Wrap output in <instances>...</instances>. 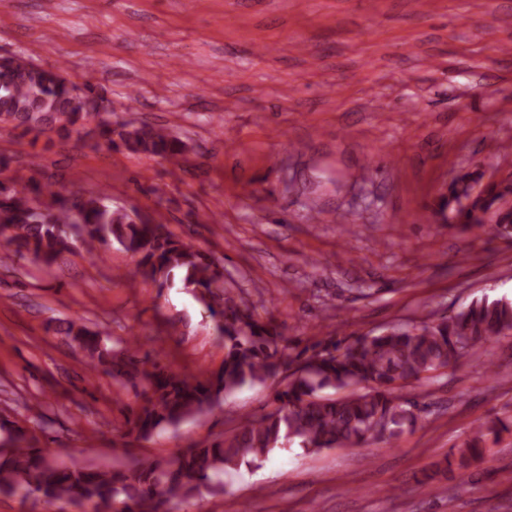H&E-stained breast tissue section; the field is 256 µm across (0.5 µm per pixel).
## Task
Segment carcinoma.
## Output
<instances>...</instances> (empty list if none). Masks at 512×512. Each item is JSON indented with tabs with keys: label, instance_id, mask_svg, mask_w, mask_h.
Masks as SVG:
<instances>
[{
	"label": "carcinoma",
	"instance_id": "1",
	"mask_svg": "<svg viewBox=\"0 0 512 512\" xmlns=\"http://www.w3.org/2000/svg\"><path fill=\"white\" fill-rule=\"evenodd\" d=\"M94 87L46 68L33 55L0 58V125L38 137L56 133L82 137L96 121L98 144L132 153L177 159L185 143L167 128L112 122V110L91 111ZM480 173H464L448 183L439 210L462 230L479 229L512 238V181L492 182L473 194ZM0 237L14 252L45 267L79 250L102 258L101 249L120 245L135 258L136 271L158 288H183L205 307L224 342L221 368L200 380L178 374L140 355L138 340L118 344L80 318L58 320L83 353L90 369L125 386L141 389L142 403L131 409L128 434L147 440L168 427L204 416L245 386L281 374L288 383L273 395L274 408L221 440L186 448L161 461H132L103 467L67 466L37 446L0 448V492L45 506L60 501L102 512H166L173 501L224 492V474L254 463L296 442L311 451L362 447L388 441L417 425V403L403 394L413 381L470 355L493 339L512 333V301L486 296L448 318L419 326L392 327L362 334L350 343L329 336L298 353L270 321L226 287L222 259L183 242L165 224L136 219L114 208L101 193L64 195L54 183L29 179L0 182ZM325 390L344 391L333 397ZM512 434V419L480 427L446 460L448 469L468 472L483 457L486 437Z\"/></svg>",
	"mask_w": 512,
	"mask_h": 512
}]
</instances>
